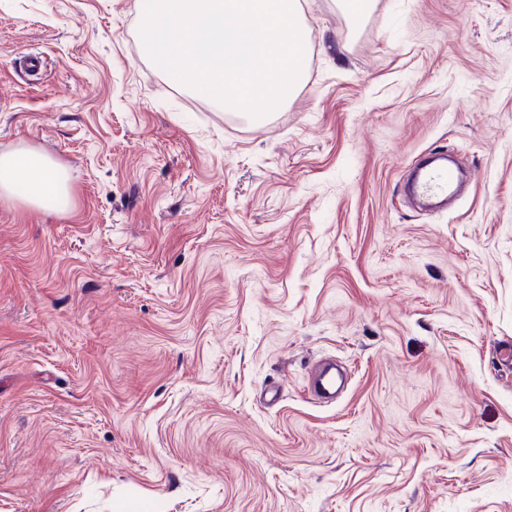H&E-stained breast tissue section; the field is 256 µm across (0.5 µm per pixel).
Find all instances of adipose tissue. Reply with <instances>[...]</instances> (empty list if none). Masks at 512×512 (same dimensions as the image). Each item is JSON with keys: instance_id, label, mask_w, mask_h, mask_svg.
<instances>
[{"instance_id": "1", "label": "adipose tissue", "mask_w": 512, "mask_h": 512, "mask_svg": "<svg viewBox=\"0 0 512 512\" xmlns=\"http://www.w3.org/2000/svg\"><path fill=\"white\" fill-rule=\"evenodd\" d=\"M0 197L62 211L69 203L68 176L40 151L1 154Z\"/></svg>"}]
</instances>
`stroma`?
<instances>
[{
	"label": "stroma",
	"mask_w": 512,
	"mask_h": 512,
	"mask_svg": "<svg viewBox=\"0 0 512 512\" xmlns=\"http://www.w3.org/2000/svg\"><path fill=\"white\" fill-rule=\"evenodd\" d=\"M302 2L256 120L141 0H0V153L71 193L0 199V512H512V0ZM426 151L475 175L449 210L401 191ZM0 197L58 212L67 208V174L40 151L0 155ZM332 369L331 366L314 371L311 389L321 399L331 398L332 392L336 391V373L331 372Z\"/></svg>",
	"instance_id": "35a3bbf8"
}]
</instances>
